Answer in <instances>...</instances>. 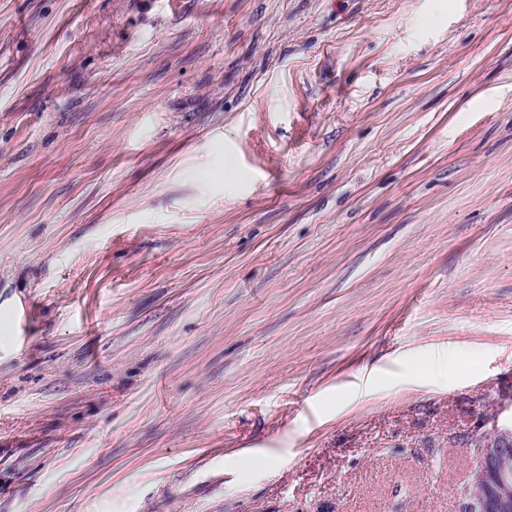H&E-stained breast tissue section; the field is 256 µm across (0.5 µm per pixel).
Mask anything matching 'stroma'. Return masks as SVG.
Wrapping results in <instances>:
<instances>
[{"mask_svg": "<svg viewBox=\"0 0 512 512\" xmlns=\"http://www.w3.org/2000/svg\"><path fill=\"white\" fill-rule=\"evenodd\" d=\"M512 419V0H0V512H457Z\"/></svg>", "mask_w": 512, "mask_h": 512, "instance_id": "35a3bbf8", "label": "stroma"}]
</instances>
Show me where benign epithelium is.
Masks as SVG:
<instances>
[{
	"label": "benign epithelium",
	"mask_w": 512,
	"mask_h": 512,
	"mask_svg": "<svg viewBox=\"0 0 512 512\" xmlns=\"http://www.w3.org/2000/svg\"><path fill=\"white\" fill-rule=\"evenodd\" d=\"M489 436L495 445L485 448L481 463L469 474L470 484H480L490 489V502L484 504L483 508L509 512L512 509V482L497 474L495 461L500 454L512 449V421L502 423L498 418H493Z\"/></svg>",
	"instance_id": "obj_1"
}]
</instances>
